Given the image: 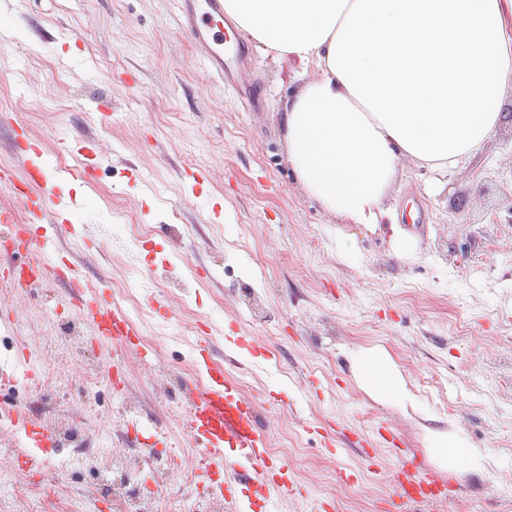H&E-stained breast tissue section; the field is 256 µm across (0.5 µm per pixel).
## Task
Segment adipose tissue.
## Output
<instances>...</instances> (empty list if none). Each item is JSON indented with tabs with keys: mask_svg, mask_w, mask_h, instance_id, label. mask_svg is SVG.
<instances>
[{
	"mask_svg": "<svg viewBox=\"0 0 512 512\" xmlns=\"http://www.w3.org/2000/svg\"><path fill=\"white\" fill-rule=\"evenodd\" d=\"M224 12L262 55L315 68L280 123L302 190L333 218L378 225L401 159L448 170L507 121L512 0H224ZM349 357L377 399L417 407L383 351ZM430 448L442 467L485 468L456 424Z\"/></svg>",
	"mask_w": 512,
	"mask_h": 512,
	"instance_id": "obj_1",
	"label": "adipose tissue"
}]
</instances>
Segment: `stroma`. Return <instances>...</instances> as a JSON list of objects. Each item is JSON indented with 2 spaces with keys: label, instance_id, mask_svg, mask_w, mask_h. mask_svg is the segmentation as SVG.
<instances>
[{
  "label": "stroma",
  "instance_id": "1",
  "mask_svg": "<svg viewBox=\"0 0 512 512\" xmlns=\"http://www.w3.org/2000/svg\"><path fill=\"white\" fill-rule=\"evenodd\" d=\"M245 49L246 86L233 90L204 73L173 0H0V169L13 173L0 208L28 237L54 240L58 270L21 289L25 322L0 299V336L25 338L0 349V408L27 404L45 428L70 411L82 381L56 328L81 304L64 271L78 267L98 299L124 311L114 285L135 271L138 329L121 344L91 333L82 344L100 384L78 434L96 458L73 459L64 485L77 507L113 512L112 479L140 451L193 447L188 425L171 419L184 408L175 369L204 377L206 348L232 357L227 382L300 489L266 512H399V459L434 492L410 512H512V133L443 177L402 160L382 224H344L300 190L280 125L315 70ZM18 141L56 170L44 212L20 203ZM80 153L84 177L72 171ZM71 200L77 210H59ZM118 208L139 224L138 243ZM351 348L385 351L419 407L402 412L360 387ZM31 374L42 390L29 399ZM116 397L135 412L113 415L102 453L98 422ZM452 423L485 449L483 473L432 460L430 434ZM132 489L144 512L214 509L206 483L176 475L163 482L141 468Z\"/></svg>",
  "mask_w": 512,
  "mask_h": 512
}]
</instances>
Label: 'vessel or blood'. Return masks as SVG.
I'll return each mask as SVG.
<instances>
[{
  "label": "vessel or blood",
  "mask_w": 512,
  "mask_h": 512,
  "mask_svg": "<svg viewBox=\"0 0 512 512\" xmlns=\"http://www.w3.org/2000/svg\"><path fill=\"white\" fill-rule=\"evenodd\" d=\"M175 3L182 29L203 49L201 59L206 73L223 79L233 74L234 63L224 55V0H175ZM23 169L34 178L31 194L21 199L26 205L32 203L34 196L47 192L53 173L50 164L39 156L24 159ZM83 310L95 330L107 326L111 329L112 340L121 342L128 338L127 318L120 309L94 299L84 302ZM206 370L213 388L201 389L191 382L185 385L188 423L195 441L201 443L205 452L206 473L222 474L225 483L230 485L239 483L241 475L255 476L271 499L296 493L295 482L280 483L269 478L270 467L261 450L263 439L255 412L245 401L221 387L223 364L207 363ZM23 431L34 440L35 447L24 452L20 464L31 469L40 459V449L52 444L54 437L43 427L27 425ZM228 445L237 448L236 458L226 456L224 448Z\"/></svg>",
  "instance_id": "1"
}]
</instances>
